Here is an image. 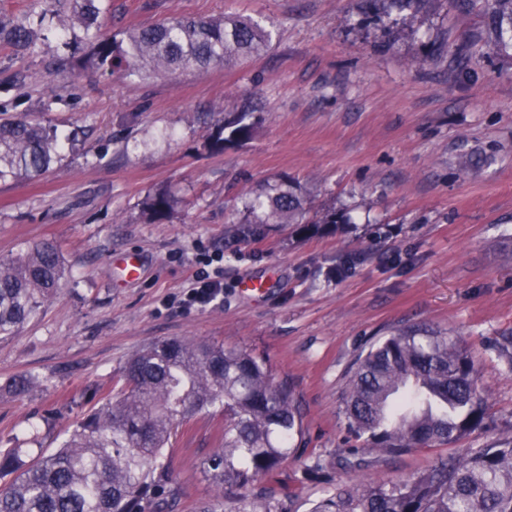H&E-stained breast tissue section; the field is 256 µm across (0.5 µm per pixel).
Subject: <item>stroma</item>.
<instances>
[{"mask_svg": "<svg viewBox=\"0 0 512 512\" xmlns=\"http://www.w3.org/2000/svg\"><path fill=\"white\" fill-rule=\"evenodd\" d=\"M239 14L271 30L269 48L158 78L78 68L83 43L52 30L23 53L0 45V114L78 135L46 173L0 183V262L50 242L68 269L35 318L0 338V447L59 448L148 342L214 341L294 384L305 449L268 483L309 512L356 475L342 402L351 364L420 323L473 352L489 427L386 458L369 476L394 481L512 437V357L500 348L512 336V45L486 47L480 8L448 0H109L100 21L113 35ZM248 102L253 137L211 150L215 123ZM292 188L308 213L333 209L344 224L300 234L265 223L255 200ZM159 192L171 214L148 219L143 203ZM126 254L138 255V278L119 265ZM216 254L223 302L183 307L197 259ZM247 280L268 293H243ZM20 373L39 384L18 397L3 384ZM223 421L204 411L177 433L180 512L214 494L204 460Z\"/></svg>", "mask_w": 512, "mask_h": 512, "instance_id": "obj_1", "label": "stroma"}]
</instances>
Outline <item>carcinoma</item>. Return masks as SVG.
Returning a JSON list of instances; mask_svg holds the SVG:
<instances>
[{
    "label": "carcinoma",
    "instance_id": "carcinoma-1",
    "mask_svg": "<svg viewBox=\"0 0 512 512\" xmlns=\"http://www.w3.org/2000/svg\"><path fill=\"white\" fill-rule=\"evenodd\" d=\"M69 2L59 33L87 44L81 65L103 75L151 77L190 65H225L271 42L269 31L242 17H175L104 36L98 0ZM483 12L489 37L502 44L512 33V0H483ZM37 39L25 22L0 20V43L25 51ZM254 131L247 107L216 126L211 144L239 145ZM62 140L26 112L1 119L0 181L48 170ZM144 209L161 218L170 199L149 196ZM301 209L296 193L282 192L264 223L291 224ZM343 222L328 210L301 229L330 232ZM65 274L59 251L47 242L0 264V336L33 319ZM37 384L24 373L8 378L5 389L19 396ZM117 385L116 400L78 422L60 448L35 454L0 448V512H174L180 501L170 468L174 436L211 408L224 413V434L206 460L216 493L199 512H293L292 496L263 481L298 447L303 412L288 379L276 378L265 359L194 339L160 340L126 361ZM487 411L474 357L459 337L419 324L370 344L355 361L344 396L348 429L362 441L350 450L358 469L460 441L487 426ZM310 512H512V437L438 457L397 481L338 482Z\"/></svg>",
    "mask_w": 512,
    "mask_h": 512
}]
</instances>
